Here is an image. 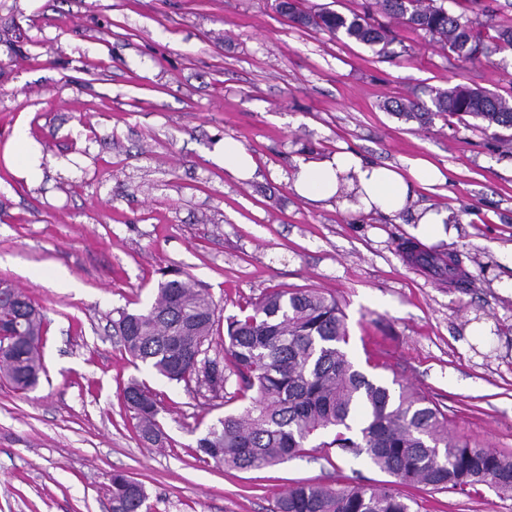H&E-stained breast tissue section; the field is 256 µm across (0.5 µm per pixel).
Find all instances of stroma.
Segmentation results:
<instances>
[{"label":"stroma","mask_w":512,"mask_h":512,"mask_svg":"<svg viewBox=\"0 0 512 512\" xmlns=\"http://www.w3.org/2000/svg\"><path fill=\"white\" fill-rule=\"evenodd\" d=\"M387 52L282 17L274 0H0V281L45 314V372L21 393L0 381V512H107L113 472L142 483L150 512H272L300 483H378L364 459L312 448L253 471L206 459L197 441L244 407L125 352L120 311L148 307L179 269L219 317L274 290L334 295L348 353L369 376L432 400L450 436L512 454V143L447 115L423 126L389 101L435 88L512 85V55L461 61L395 26ZM39 150L21 176L18 134ZM253 156L233 177L225 138ZM348 148L377 163L425 158L445 184L418 204L455 218L467 288L406 263L394 217L315 204L292 188L305 156ZM156 398L165 438L139 436L131 380ZM415 512H512V496L406 486Z\"/></svg>","instance_id":"1"}]
</instances>
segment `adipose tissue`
Masks as SVG:
<instances>
[{
    "label": "adipose tissue",
    "instance_id": "1",
    "mask_svg": "<svg viewBox=\"0 0 512 512\" xmlns=\"http://www.w3.org/2000/svg\"><path fill=\"white\" fill-rule=\"evenodd\" d=\"M430 161L415 159L406 170L365 160L356 152L339 149L327 156L302 159L293 181L294 191L313 202L336 200L347 212L393 217L412 211L415 237L436 242L452 240L451 211L416 206L418 188L444 182Z\"/></svg>",
    "mask_w": 512,
    "mask_h": 512
}]
</instances>
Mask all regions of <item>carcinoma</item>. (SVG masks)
I'll list each match as a JSON object with an SVG mask.
<instances>
[{
  "instance_id": "cac0c4a2",
  "label": "carcinoma",
  "mask_w": 512,
  "mask_h": 512,
  "mask_svg": "<svg viewBox=\"0 0 512 512\" xmlns=\"http://www.w3.org/2000/svg\"><path fill=\"white\" fill-rule=\"evenodd\" d=\"M289 7L288 18L364 45L387 46L389 33L370 15L335 11L310 13L277 0L275 9ZM378 12L420 30L465 62L512 53V27L486 35L439 0H376ZM431 105L394 101L389 110L425 125L434 115L470 117L498 137L512 130V89L488 92L453 86L434 89ZM405 256L416 250L419 267L441 272L464 283L456 255L430 253L412 240L399 244ZM158 283L153 303L124 311L113 329L126 351L172 382L202 377L213 392L224 390L228 376L208 357L206 342L219 322L211 296L174 269ZM41 309L23 291L0 288V323L11 325L0 334V376L18 391H31L44 373ZM350 336L346 315L334 297L315 290L273 291L251 311L226 318L224 352L232 358L236 397L247 402L229 412L197 441L199 453L215 464L259 470L299 458L314 439L341 455L361 457L392 480L333 487L302 483L281 494L273 512H414L412 500L397 485L415 483L436 490L466 494L485 485L499 494L512 493V454L448 437V418L413 388L394 389L368 376L347 352ZM125 400L143 440L162 441L159 407L144 384L132 381ZM112 512H143L148 508L144 487L129 475L112 474Z\"/></svg>"
}]
</instances>
